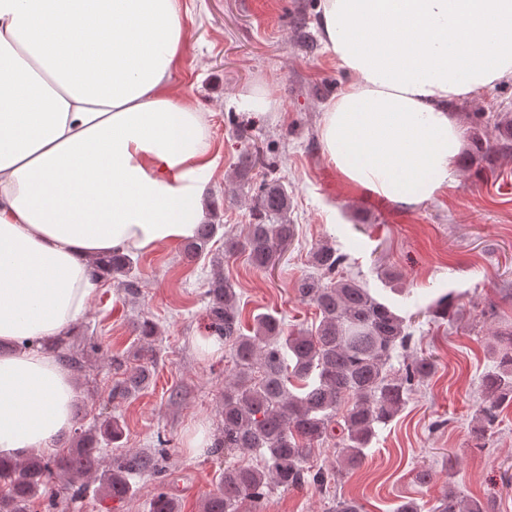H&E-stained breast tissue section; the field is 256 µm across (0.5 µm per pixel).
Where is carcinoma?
<instances>
[{
  "instance_id": "cac0c4a2",
  "label": "carcinoma",
  "mask_w": 512,
  "mask_h": 512,
  "mask_svg": "<svg viewBox=\"0 0 512 512\" xmlns=\"http://www.w3.org/2000/svg\"><path fill=\"white\" fill-rule=\"evenodd\" d=\"M477 116L464 162L478 165L492 155H512V114L498 112L493 121ZM256 160L241 156L236 179L251 180ZM288 189L279 178L264 183L252 206V223L240 239L224 243V255L241 252L256 269L274 265L296 237V225L288 212ZM219 225L210 220L198 226L196 236L185 245L189 256L207 249ZM347 255L331 243L319 244L310 253L318 271L295 284L298 298L315 306L319 323L315 329L288 330L271 314L253 318L252 334L245 333L236 293L224 277L220 257L213 259L214 272L205 292L206 329L228 348L235 366L224 387V428L216 439V451L255 452L266 462L228 465L216 492L204 502L203 512H242L255 506L271 486L295 488L311 485L326 490L338 482L342 468H355L364 460V450L405 407L413 387L429 378L436 362L428 356L415 357L394 372L389 365L394 352L412 341L406 317L382 299L372 296L364 285L342 275ZM91 265L103 275L121 279V286L135 295L140 282L135 276L137 260L130 254L95 257ZM459 306L453 292L440 295L429 306L434 320H452ZM494 370L479 382L481 403L472 431L475 447L482 448L498 424L501 411L512 405V327L496 333ZM122 377L112 384L111 400H126L147 388L149 368H128L112 359ZM123 425L107 415L97 425L77 423L73 446L62 456L46 457L32 451L23 458L0 459V512H26L36 499H48L54 512L67 508V501L81 497L87 478L99 473L103 496L120 499L132 489L131 479L161 470L162 456L129 451L117 458L112 468L99 472L101 441H120ZM332 444L340 468L311 469L309 454ZM58 478V488L51 487ZM150 512H176L174 500L164 491L150 502ZM431 512H493L491 503L465 498L450 489L431 506Z\"/></svg>"
}]
</instances>
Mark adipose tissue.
Returning <instances> with one entry per match:
<instances>
[{
  "mask_svg": "<svg viewBox=\"0 0 512 512\" xmlns=\"http://www.w3.org/2000/svg\"><path fill=\"white\" fill-rule=\"evenodd\" d=\"M354 80L319 136L358 192L420 206L453 180L451 101L512 78V0H320ZM180 0H0V456L48 449L77 386L33 341L64 335L98 284L91 257L194 237L216 166L173 78Z\"/></svg>",
  "mask_w": 512,
  "mask_h": 512,
  "instance_id": "1",
  "label": "adipose tissue"
}]
</instances>
